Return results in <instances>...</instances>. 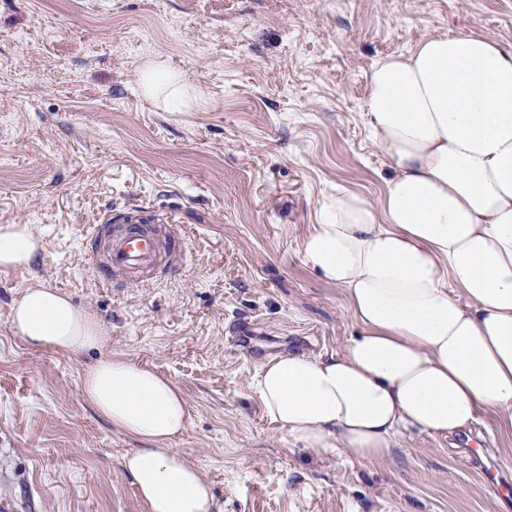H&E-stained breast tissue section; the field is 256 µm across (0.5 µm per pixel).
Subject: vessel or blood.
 Instances as JSON below:
<instances>
[{"instance_id":"b4317fda","label":"vessel or blood","mask_w":512,"mask_h":512,"mask_svg":"<svg viewBox=\"0 0 512 512\" xmlns=\"http://www.w3.org/2000/svg\"><path fill=\"white\" fill-rule=\"evenodd\" d=\"M126 226L113 230L111 214H104L100 223L86 233L88 240L102 244L99 252H91L89 264L93 275L103 287L112 288L117 277H124L127 284L135 285L143 273L158 271L160 253H167L169 266L181 264L184 257V239L180 228L167 224L163 234H156L143 223L142 216L128 213Z\"/></svg>"}]
</instances>
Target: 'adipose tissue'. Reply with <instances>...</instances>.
I'll return each mask as SVG.
<instances>
[{"instance_id":"adipose-tissue-1","label":"adipose tissue","mask_w":512,"mask_h":512,"mask_svg":"<svg viewBox=\"0 0 512 512\" xmlns=\"http://www.w3.org/2000/svg\"><path fill=\"white\" fill-rule=\"evenodd\" d=\"M363 109L384 194L339 191L301 250L359 331L336 356L265 360L252 386L293 447L373 463L400 437L451 435L484 414L512 426V48L428 37L376 63ZM40 249L32 225H0V268ZM9 324L31 349L86 358L84 401L140 442L123 466L146 512H219L169 446L189 421L171 380L104 354L109 327L42 283L13 300Z\"/></svg>"}]
</instances>
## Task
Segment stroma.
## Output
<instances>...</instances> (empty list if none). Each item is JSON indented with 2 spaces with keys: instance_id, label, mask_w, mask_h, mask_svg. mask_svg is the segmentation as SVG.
I'll return each mask as SVG.
<instances>
[{
  "instance_id": "stroma-1",
  "label": "stroma",
  "mask_w": 512,
  "mask_h": 512,
  "mask_svg": "<svg viewBox=\"0 0 512 512\" xmlns=\"http://www.w3.org/2000/svg\"><path fill=\"white\" fill-rule=\"evenodd\" d=\"M454 32L512 47V0H0V224L42 243L32 266L0 270V502L146 512L121 465L137 442L82 399L84 360L9 328L39 280L106 322V354L180 388L189 422L171 445L221 512H512L463 459L485 442L512 478V431L487 417L365 464L289 446L252 387L266 359L336 355L356 334L301 244L337 190L384 192L362 119L374 64ZM160 60L198 90L190 109L144 94ZM135 210L181 226L183 262L161 282L99 287L83 236Z\"/></svg>"
}]
</instances>
